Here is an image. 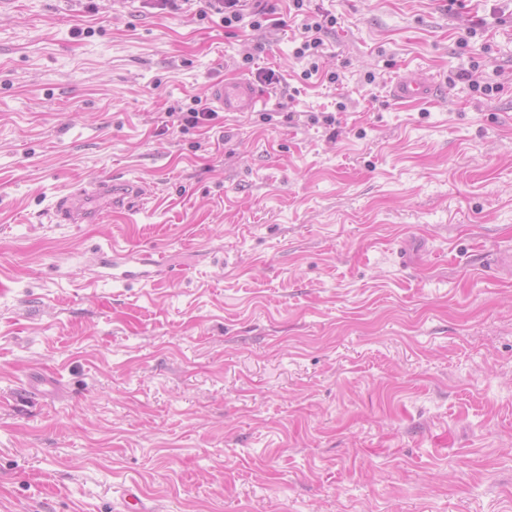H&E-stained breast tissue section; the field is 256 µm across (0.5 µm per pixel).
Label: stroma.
Masks as SVG:
<instances>
[{"label":"stroma","instance_id":"stroma-1","mask_svg":"<svg viewBox=\"0 0 512 512\" xmlns=\"http://www.w3.org/2000/svg\"><path fill=\"white\" fill-rule=\"evenodd\" d=\"M309 7L336 83L291 0L0 7V512H512V0ZM260 67L256 111L168 115ZM105 176L144 210L48 220ZM113 242L153 281L92 282ZM265 1L268 0H156L153 1V6L173 12L182 9V4L178 2H196V15L201 20L212 14H219L222 15L224 26L228 28L238 27L246 18H249L248 26L253 31L285 26L287 22L284 19L271 18L276 14V7L262 4ZM295 9V16L303 15V22L301 24L302 32L299 46L295 48L294 55L297 59H305L311 61L310 68L304 71V76L316 74L319 71L316 58L323 46L321 33L327 28L328 25L334 27L336 25V18L329 14L310 13L304 6L306 0H292ZM391 91L396 100L404 103L420 101L431 94L429 85L422 81L413 70L401 73L393 83ZM190 104L191 105L187 107L186 112L182 107L170 108L168 112L171 115L179 114L181 126L185 129L207 127L208 124L218 118V112H213L212 109L207 106L208 103L206 100L203 102L201 97L192 98ZM119 499L123 512H151L153 510L143 499L139 485L134 482L121 487Z\"/></svg>","mask_w":512,"mask_h":512}]
</instances>
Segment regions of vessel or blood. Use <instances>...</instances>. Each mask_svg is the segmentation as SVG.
<instances>
[{
	"label": "vessel or blood",
	"mask_w": 512,
	"mask_h": 512,
	"mask_svg": "<svg viewBox=\"0 0 512 512\" xmlns=\"http://www.w3.org/2000/svg\"><path fill=\"white\" fill-rule=\"evenodd\" d=\"M391 91L396 100L404 103L423 100L431 93L429 85L412 70L401 73ZM208 95L216 108L223 112H252L260 102L253 83L244 79L213 83L208 88ZM141 203L139 183H116L103 178L75 185L72 191L59 195L51 205L50 215L59 224H98L110 218L113 212L136 211ZM101 264L108 269L112 281L125 285L150 279L154 268L160 267L161 262L151 253L115 244L102 252ZM119 499L122 512H151L137 483L123 485Z\"/></svg>",
	"instance_id": "vessel-or-blood-1"
}]
</instances>
